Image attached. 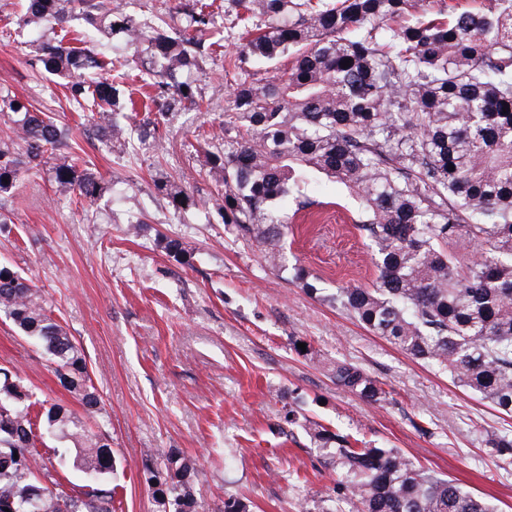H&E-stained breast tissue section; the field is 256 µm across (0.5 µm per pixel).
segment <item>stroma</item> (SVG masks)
I'll return each instance as SVG.
<instances>
[{
    "label": "stroma",
    "mask_w": 512,
    "mask_h": 512,
    "mask_svg": "<svg viewBox=\"0 0 512 512\" xmlns=\"http://www.w3.org/2000/svg\"><path fill=\"white\" fill-rule=\"evenodd\" d=\"M215 5L224 14V48L200 84L205 109L173 114L160 139L131 151L85 141L63 89L29 61L32 31L16 23L20 0H0V86L52 113L70 131L67 147H79L113 185L81 205L55 194L49 167L25 174L16 195L0 203L12 219L0 232V261L42 290L86 355L108 416L117 512H155L141 471L160 448L201 464L197 512H222L228 495L245 497L250 512H299L304 499L331 494L333 478L316 449L284 420L292 402L353 438L413 454L496 512H512V469L497 467L482 444L484 432L512 431V418L328 302L337 287L376 277L343 184L316 174L302 195L278 203L289 218L287 255L316 285L313 294L218 216H177L159 202L155 182L165 176L187 177L204 200L224 187L220 173L200 167V134L217 131L235 84L253 73L225 71L239 39L236 9L232 0ZM137 219L140 235L128 236ZM168 238L189 245V262L167 253ZM295 336L307 354L294 351ZM336 359L364 368L391 403L371 405L338 388L323 368ZM4 365L40 398L77 409L48 355L1 317Z\"/></svg>",
    "instance_id": "stroma-1"
}]
</instances>
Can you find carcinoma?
Wrapping results in <instances>:
<instances>
[{
  "label": "carcinoma",
  "instance_id": "1",
  "mask_svg": "<svg viewBox=\"0 0 512 512\" xmlns=\"http://www.w3.org/2000/svg\"><path fill=\"white\" fill-rule=\"evenodd\" d=\"M243 65L288 60L266 80L236 84L202 164L223 176L212 207L236 237L265 247L285 268L277 201L323 174L360 200L354 228L369 241L376 277L327 301L403 353L448 375L512 417V0H233ZM178 26H150L135 0H23L18 24L41 28L28 44L32 65L64 81L86 113L85 130L119 147L160 137L173 112L197 110L198 75L221 47L219 12L208 0H180ZM118 45L132 59L110 58ZM350 59L344 68L341 62ZM152 90L146 116L121 89L131 66ZM113 71L112 80L83 76ZM0 201L23 175L53 161L55 191L87 202L112 185L76 154L48 113L0 90ZM157 190L175 215L206 202L182 178ZM476 246L464 258L457 247ZM50 357L77 414L47 403L17 373L0 367V512H114L116 460L100 393L87 360L43 294L0 264V315ZM336 385L379 404L389 392L358 365L327 366ZM333 475L334 495L301 512H494L454 480L396 448H357L290 407ZM73 444V467L93 478L66 484L38 448L39 435ZM484 447L512 468V434L489 431ZM157 512H195L202 486L192 458L156 451L143 468Z\"/></svg>",
  "mask_w": 512,
  "mask_h": 512
}]
</instances>
